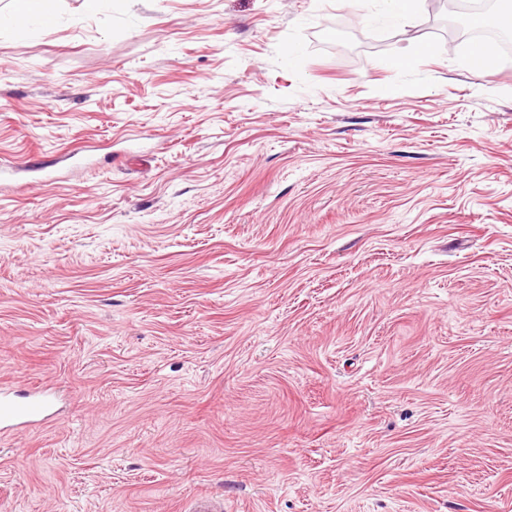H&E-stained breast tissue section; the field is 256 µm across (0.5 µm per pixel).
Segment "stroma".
<instances>
[{"instance_id": "stroma-1", "label": "stroma", "mask_w": 512, "mask_h": 512, "mask_svg": "<svg viewBox=\"0 0 512 512\" xmlns=\"http://www.w3.org/2000/svg\"><path fill=\"white\" fill-rule=\"evenodd\" d=\"M456 3L0 31V163L52 162L0 180V381L57 412L0 512H512V58Z\"/></svg>"}]
</instances>
